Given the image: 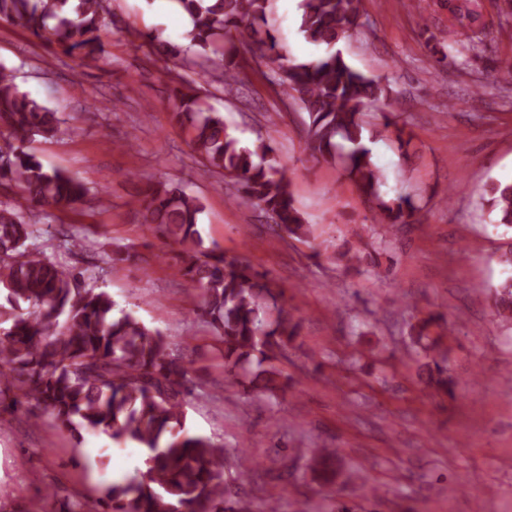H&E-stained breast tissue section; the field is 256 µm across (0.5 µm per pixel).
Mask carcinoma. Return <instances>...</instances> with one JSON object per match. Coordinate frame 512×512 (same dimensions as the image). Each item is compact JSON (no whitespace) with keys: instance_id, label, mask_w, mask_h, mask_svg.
<instances>
[{"instance_id":"cac0c4a2","label":"carcinoma","mask_w":512,"mask_h":512,"mask_svg":"<svg viewBox=\"0 0 512 512\" xmlns=\"http://www.w3.org/2000/svg\"><path fill=\"white\" fill-rule=\"evenodd\" d=\"M188 16L185 44H160L167 57L209 73L216 66L230 89L239 80V47L259 53L278 92L306 112L307 142L325 161L339 164L375 206L378 234L413 221L418 208L405 196L381 193L382 174L370 144L395 137L405 126L390 113L369 128L363 110L382 102L388 90L353 68L336 44L359 26L360 0H300L299 29L323 47L310 61L280 52L270 30L268 0H175ZM0 20L80 63L104 54V0H0ZM174 117L191 130L190 146L208 170L224 182L230 199L271 214L278 231L310 237L311 225L296 205L291 180L275 156L270 131L242 145L232 125L206 106L196 82L173 89ZM58 112L21 91L12 71L0 65V186L13 187L27 201L65 212L82 201L84 185L72 175L44 168L24 144L55 136ZM143 223L160 239L179 247L182 277L200 291L196 312L222 345L224 369L250 385L262 383L272 396L288 388L274 361L298 336V323L278 303V285L245 258L204 246L200 200L173 183L158 182L138 200ZM484 206L495 223L512 228V183L494 182ZM32 225L0 201V411L14 413L35 401L61 426L131 438L148 451L145 468L115 481L96 499L95 512H251L242 499L224 492V450L208 437L185 429L184 399L192 367L172 358L167 337L130 312L114 314L115 303L100 288L55 257L34 252ZM57 248L82 252L84 241L59 231ZM496 316L512 324V274L494 286ZM411 341L429 362L426 384L448 393L440 337L448 330L440 314L411 326ZM324 480L335 476L334 448L312 450Z\"/></svg>"}]
</instances>
